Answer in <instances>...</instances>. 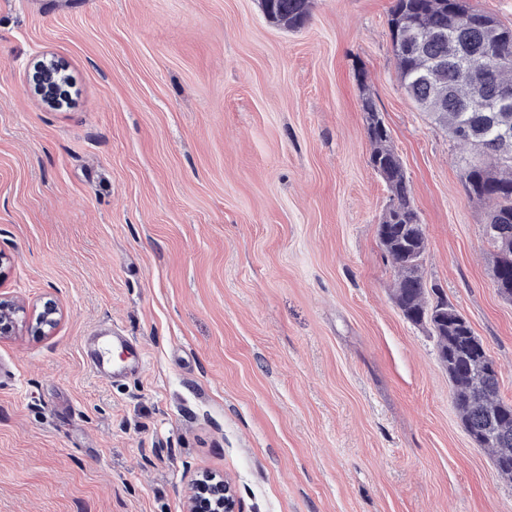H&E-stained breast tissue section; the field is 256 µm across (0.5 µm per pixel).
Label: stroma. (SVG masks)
Returning a JSON list of instances; mask_svg holds the SVG:
<instances>
[{
  "mask_svg": "<svg viewBox=\"0 0 512 512\" xmlns=\"http://www.w3.org/2000/svg\"><path fill=\"white\" fill-rule=\"evenodd\" d=\"M394 0H0V512H512L467 435L429 329L404 319L377 237L369 89L410 179L423 275L512 403V302L461 149L406 95ZM72 103L45 105L35 62ZM59 324L31 329L46 304ZM142 346L136 376L90 337ZM261 0L264 15L273 23L288 27L300 28L305 24L309 15L311 0H274L273 8L267 11ZM195 481L196 491L188 504L187 512H235L232 490L227 482H213L214 479L209 476Z\"/></svg>",
  "mask_w": 512,
  "mask_h": 512,
  "instance_id": "stroma-1",
  "label": "stroma"
}]
</instances>
